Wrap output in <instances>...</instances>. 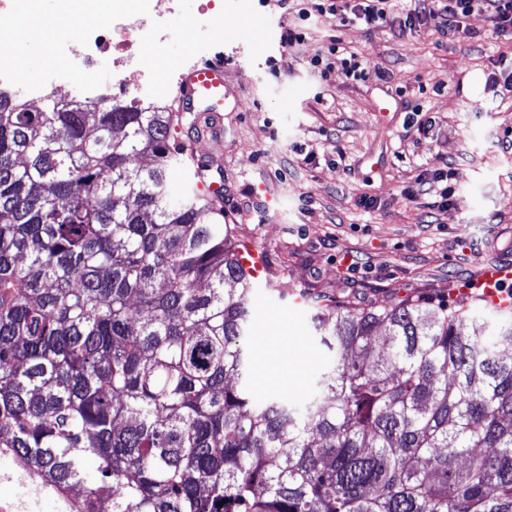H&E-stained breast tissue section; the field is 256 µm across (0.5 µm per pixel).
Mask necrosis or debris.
I'll return each mask as SVG.
<instances>
[{
	"label": "necrosis or debris",
	"mask_w": 512,
	"mask_h": 512,
	"mask_svg": "<svg viewBox=\"0 0 512 512\" xmlns=\"http://www.w3.org/2000/svg\"><path fill=\"white\" fill-rule=\"evenodd\" d=\"M179 0H131L109 15H97L83 24L57 50L59 64L49 66L45 82L22 83L18 70H0V89L33 104L56 96L61 85H72L77 98L100 102L109 90L97 84L77 83L79 67L108 63L112 79L131 94L138 107L148 106L153 99L152 68L140 52L143 45L158 48L174 38L175 33L158 25L159 19L174 13ZM0 455L9 458L8 467L0 469V484L23 487L22 495L0 498V512H36L47 498L54 499L57 512H80L79 495L59 491L40 473L32 469L14 449L4 448Z\"/></svg>",
	"instance_id": "4bbe7bcc"
}]
</instances>
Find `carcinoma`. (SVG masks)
I'll return each mask as SVG.
<instances>
[{"label": "carcinoma", "mask_w": 512, "mask_h": 512, "mask_svg": "<svg viewBox=\"0 0 512 512\" xmlns=\"http://www.w3.org/2000/svg\"><path fill=\"white\" fill-rule=\"evenodd\" d=\"M179 125L0 94V448L81 512H512V309L490 338L309 293L336 360L256 402L252 276L210 196L172 192Z\"/></svg>", "instance_id": "1"}]
</instances>
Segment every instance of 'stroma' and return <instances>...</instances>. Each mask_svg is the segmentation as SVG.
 Masks as SVG:
<instances>
[{
  "instance_id": "1",
  "label": "stroma",
  "mask_w": 512,
  "mask_h": 512,
  "mask_svg": "<svg viewBox=\"0 0 512 512\" xmlns=\"http://www.w3.org/2000/svg\"><path fill=\"white\" fill-rule=\"evenodd\" d=\"M222 24L203 25L200 0L168 23L196 27L162 47L165 70L224 63L215 111L182 115L179 140L209 156L224 222L263 252L248 345L255 399L309 395L331 361L311 309L281 289L321 292L351 311L429 297L484 314L479 265L512 252V98L486 80L504 45L472 14L470 38L443 41L427 25H343L301 19L284 0H214ZM302 33L285 40L287 29ZM341 40L361 67L313 65ZM431 125L419 128V113ZM454 169L448 206L418 191V175Z\"/></svg>"
}]
</instances>
